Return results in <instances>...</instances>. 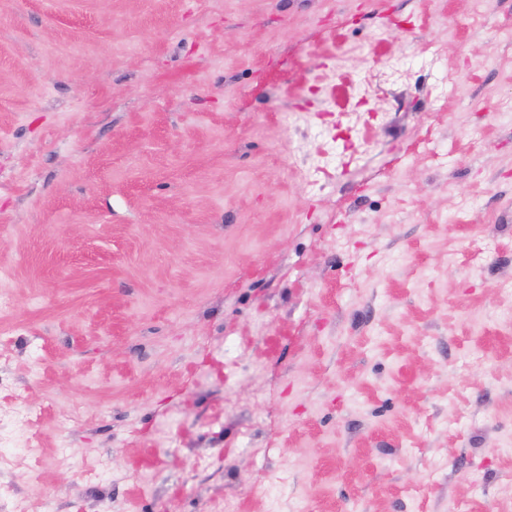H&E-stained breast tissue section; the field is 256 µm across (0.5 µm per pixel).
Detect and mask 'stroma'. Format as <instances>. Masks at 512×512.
Returning a JSON list of instances; mask_svg holds the SVG:
<instances>
[{
  "label": "stroma",
  "instance_id": "35a3bbf8",
  "mask_svg": "<svg viewBox=\"0 0 512 512\" xmlns=\"http://www.w3.org/2000/svg\"><path fill=\"white\" fill-rule=\"evenodd\" d=\"M487 2L0 0V485L28 512H269L247 488L280 477L307 512H512Z\"/></svg>",
  "mask_w": 512,
  "mask_h": 512
}]
</instances>
